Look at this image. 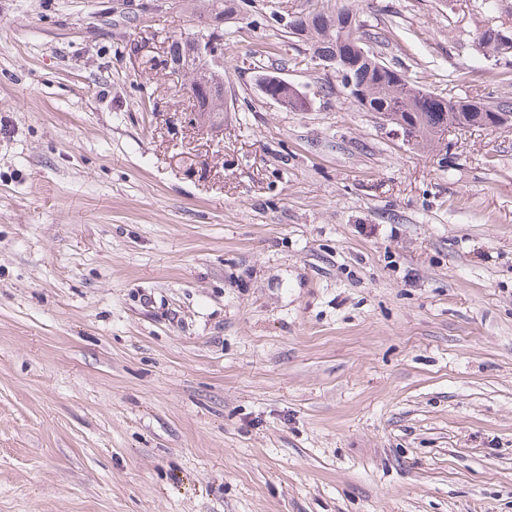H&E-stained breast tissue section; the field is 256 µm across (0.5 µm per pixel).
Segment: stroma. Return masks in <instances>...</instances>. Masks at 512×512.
I'll use <instances>...</instances> for the list:
<instances>
[{"instance_id": "stroma-1", "label": "stroma", "mask_w": 512, "mask_h": 512, "mask_svg": "<svg viewBox=\"0 0 512 512\" xmlns=\"http://www.w3.org/2000/svg\"><path fill=\"white\" fill-rule=\"evenodd\" d=\"M322 3L234 0L216 136L196 0H0V512H512V129L397 140L290 34ZM352 7L512 99V0ZM499 29L488 27L475 34L474 43L477 50L483 55H489L497 59H509L512 56V44L504 46L492 40L491 34ZM277 79L281 80L282 86L286 88L287 91L290 88L294 91L295 94L288 91L287 96L286 94H283L284 92H281V89L279 87H273L271 91H269L270 95H267V97L272 99L275 96H277V99L280 100L281 106L284 107L286 110L298 112L305 111L310 104L309 99L305 98V100H303L302 98L298 97L296 94L301 95V91L295 85L288 83V81L282 79L281 77Z\"/></svg>"}]
</instances>
